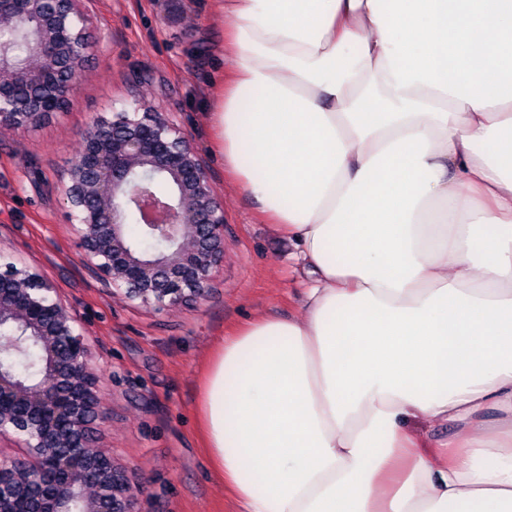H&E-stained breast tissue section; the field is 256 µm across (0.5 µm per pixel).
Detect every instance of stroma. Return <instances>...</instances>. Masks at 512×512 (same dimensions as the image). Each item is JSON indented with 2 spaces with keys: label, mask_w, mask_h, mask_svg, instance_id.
<instances>
[{
  "label": "stroma",
  "mask_w": 512,
  "mask_h": 512,
  "mask_svg": "<svg viewBox=\"0 0 512 512\" xmlns=\"http://www.w3.org/2000/svg\"><path fill=\"white\" fill-rule=\"evenodd\" d=\"M87 8L97 48L65 111L26 130L0 128V260L40 273L80 316L106 411L95 446L126 469L140 512H231L197 431L200 380L236 325L299 316L294 247L226 181L213 152L207 90L231 67L218 52L224 17L214 0H89ZM143 101L175 114L224 206V260L208 298L163 311L113 296L80 266L60 195L85 125Z\"/></svg>",
  "instance_id": "stroma-1"
}]
</instances>
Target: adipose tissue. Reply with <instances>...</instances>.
Segmentation results:
<instances>
[{"label": "adipose tissue", "mask_w": 512, "mask_h": 512, "mask_svg": "<svg viewBox=\"0 0 512 512\" xmlns=\"http://www.w3.org/2000/svg\"><path fill=\"white\" fill-rule=\"evenodd\" d=\"M215 2L214 151L308 285L206 364L212 473L236 512H512V0Z\"/></svg>", "instance_id": "obj_1"}]
</instances>
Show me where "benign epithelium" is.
I'll return each instance as SVG.
<instances>
[{"label":"benign epithelium","mask_w":512,"mask_h":512,"mask_svg":"<svg viewBox=\"0 0 512 512\" xmlns=\"http://www.w3.org/2000/svg\"><path fill=\"white\" fill-rule=\"evenodd\" d=\"M82 0H0V33L19 28L17 60L0 42V126L24 130L66 109L93 46ZM61 196L75 225L80 264L112 295L162 310L205 299L224 259V208L208 167L171 113L95 118L81 132ZM39 273L0 263V329L13 363L0 362V512H138L126 470L93 445L106 417L100 370L77 314ZM31 349L41 374L22 364Z\"/></svg>","instance_id":"obj_1"}]
</instances>
